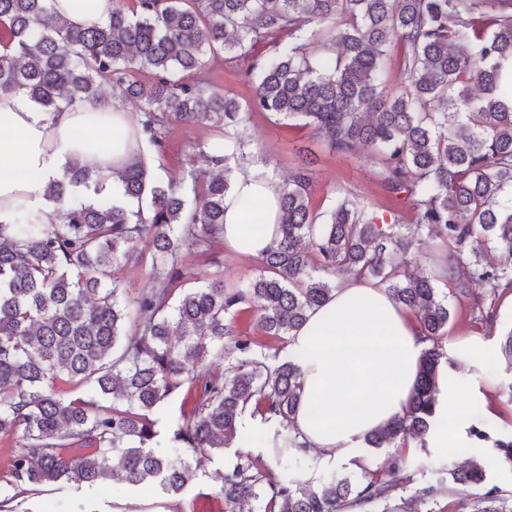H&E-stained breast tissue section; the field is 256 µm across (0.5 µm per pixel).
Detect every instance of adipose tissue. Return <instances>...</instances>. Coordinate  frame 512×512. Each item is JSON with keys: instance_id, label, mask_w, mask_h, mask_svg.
<instances>
[{"instance_id": "adipose-tissue-1", "label": "adipose tissue", "mask_w": 512, "mask_h": 512, "mask_svg": "<svg viewBox=\"0 0 512 512\" xmlns=\"http://www.w3.org/2000/svg\"><path fill=\"white\" fill-rule=\"evenodd\" d=\"M137 122L121 106H65L50 114L16 94L0 95V224L12 223L17 204L52 212L51 182L72 159H80L117 187L116 171L138 153ZM124 137L113 142V130ZM280 184L238 172L224 213V246L236 255L264 251L280 228ZM265 203L262 233L246 232V201ZM425 345L416 323L397 306L384 287L350 279L322 307L310 312L288 345L299 366L303 387L295 424L303 442L329 462L332 452L348 459L373 431L402 414L415 381ZM466 378L446 369L441 378L442 407L447 419L434 440L440 447L461 446L475 411L493 413L494 404L476 393L459 397ZM318 416H311V407Z\"/></svg>"}]
</instances>
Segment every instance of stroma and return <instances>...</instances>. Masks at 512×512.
<instances>
[{"label":"stroma","mask_w":512,"mask_h":512,"mask_svg":"<svg viewBox=\"0 0 512 512\" xmlns=\"http://www.w3.org/2000/svg\"><path fill=\"white\" fill-rule=\"evenodd\" d=\"M246 68V63L226 60L221 53L206 61L211 86L234 96L246 113L240 132L254 167L281 182L287 180L301 157H310L314 161L311 207L317 217H325L334 208L337 197L346 193L357 199L368 215L395 219L402 231L412 230L414 217L408 204L382 186L369 148H361L355 155L330 151L310 127L298 121L277 120L255 108L254 88ZM222 134V128L216 126L175 124L166 128L161 146L162 165L155 168L156 177L166 182L178 180L188 158L197 156L200 147L221 139ZM185 265L188 274L202 282L219 277L246 280L257 269L256 259L236 256L221 247L191 252L185 257ZM481 292L479 285L469 283L453 294L454 316L448 333L489 349V357H475L461 366L475 388L490 393L498 410L494 421L485 422L478 415L474 423L486 426L492 439L512 440V361L505 359L501 350L505 337L512 334V302L502 297L496 299V320L489 326L473 307L474 297ZM241 449L255 458L265 455L264 447L256 442L236 441L223 454L203 461L196 478L175 499L155 488L115 490L58 483L48 486L41 495L20 499L16 512H129L134 504L140 512H224L213 476L233 464ZM406 456L408 483L394 492L389 501L377 505L374 512H400L403 498L418 489L447 482V469L462 462L461 457L432 446L411 447Z\"/></svg>","instance_id":"obj_1"}]
</instances>
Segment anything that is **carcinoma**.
<instances>
[{
    "mask_svg": "<svg viewBox=\"0 0 512 512\" xmlns=\"http://www.w3.org/2000/svg\"><path fill=\"white\" fill-rule=\"evenodd\" d=\"M11 53L0 55V93L48 112L95 104L109 84L140 101V156L118 175L124 202L79 160L51 183L57 222L16 207L0 224V437L20 435L0 485V512L58 482L114 488L158 486L182 495L201 459L231 447L245 415L260 418L254 438L271 463L238 456L216 475L227 512H369L400 488L407 462L290 481L283 473L304 447L295 427L300 369L281 350L261 351L234 312L246 305L265 336L290 342L307 313L354 275L384 286L418 313L430 343L419 360L405 411L366 437L373 448L408 438L426 447L439 416V375L448 357L451 306L439 285L477 282L494 299L512 287V0H136L127 12L72 25L50 0H0ZM288 35L289 42L282 43ZM258 44L270 54L255 51ZM310 44L322 53L312 57ZM401 48L399 76L385 60ZM224 52L247 63L253 104L312 127L332 151L369 147L386 189L404 197L415 228L437 250L414 269V238L380 224L345 196L327 220L310 209L311 162L281 185L280 231L250 280L185 286L186 254L222 243L224 210L242 140L202 152L210 174L186 163L167 183L152 173L171 123L236 128L238 100L210 87L205 57ZM146 73L145 89L133 73ZM150 261L131 295L117 272ZM227 361L224 371L211 359ZM181 399L175 450L163 447L156 410ZM454 484L481 487L477 512H512L488 484L476 445Z\"/></svg>",
    "mask_w": 512,
    "mask_h": 512,
    "instance_id": "carcinoma-1",
    "label": "carcinoma"
}]
</instances>
